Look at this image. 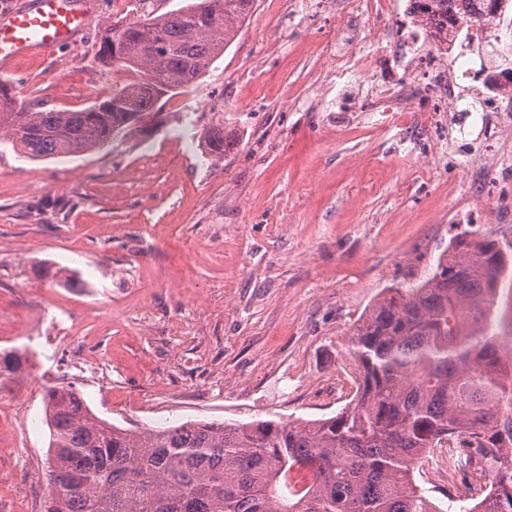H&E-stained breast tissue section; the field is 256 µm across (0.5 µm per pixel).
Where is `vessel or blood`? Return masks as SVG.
<instances>
[{
    "instance_id": "b4317fda",
    "label": "vessel or blood",
    "mask_w": 512,
    "mask_h": 512,
    "mask_svg": "<svg viewBox=\"0 0 512 512\" xmlns=\"http://www.w3.org/2000/svg\"><path fill=\"white\" fill-rule=\"evenodd\" d=\"M79 0H35L0 14V61L29 58L70 45L88 24Z\"/></svg>"
}]
</instances>
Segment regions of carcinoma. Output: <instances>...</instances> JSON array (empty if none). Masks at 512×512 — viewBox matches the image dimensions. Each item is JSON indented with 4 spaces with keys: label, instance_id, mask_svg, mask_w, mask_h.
Segmentation results:
<instances>
[{
    "label": "carcinoma",
    "instance_id": "1",
    "mask_svg": "<svg viewBox=\"0 0 512 512\" xmlns=\"http://www.w3.org/2000/svg\"><path fill=\"white\" fill-rule=\"evenodd\" d=\"M254 0H188L177 10L102 36L96 60L135 82L81 110L34 102L7 108L0 132L31 160L97 152L143 133L135 113L162 109L224 54ZM467 25L472 0H443ZM205 154L224 158V121L206 128ZM512 264L488 236L456 235L423 281L391 287L353 325V399L318 420L188 421L137 431L98 417L74 384L44 387L49 444L43 512H447L414 479L418 456L448 449L489 464L487 490L459 512H512V339L488 321ZM0 354V381L27 368ZM294 471L311 477L290 486Z\"/></svg>",
    "mask_w": 512,
    "mask_h": 512
}]
</instances>
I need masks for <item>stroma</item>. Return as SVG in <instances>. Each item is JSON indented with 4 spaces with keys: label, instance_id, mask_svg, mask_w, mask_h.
<instances>
[{
    "label": "stroma",
    "instance_id": "35a3bbf8",
    "mask_svg": "<svg viewBox=\"0 0 512 512\" xmlns=\"http://www.w3.org/2000/svg\"><path fill=\"white\" fill-rule=\"evenodd\" d=\"M137 17L126 0H94L71 45L0 73L14 110L99 102L100 38ZM336 35L293 0H256L156 133L44 161L0 142V351L35 361L0 384V512H42L44 385L74 383L99 417L139 431L327 418L354 391L350 329L384 289L421 281L462 231L512 253V205L445 163L479 125L434 129L426 164L400 144L417 113L325 112L309 77ZM204 99L224 110L218 163L199 142L214 121ZM37 265L83 285L39 280ZM85 352L94 371L74 364ZM18 468L30 492L13 488ZM415 479L443 507L466 493L445 471Z\"/></svg>",
    "mask_w": 512,
    "mask_h": 512
}]
</instances>
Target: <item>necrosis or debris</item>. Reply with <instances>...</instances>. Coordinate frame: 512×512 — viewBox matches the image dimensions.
<instances>
[{"mask_svg":"<svg viewBox=\"0 0 512 512\" xmlns=\"http://www.w3.org/2000/svg\"><path fill=\"white\" fill-rule=\"evenodd\" d=\"M319 12L338 21V32L359 24L362 44L339 40L324 51L326 63L318 86L330 88L348 79L371 85L368 103L349 99L353 111L388 112L400 102L421 112L418 126L426 133L440 116L462 126L479 114L485 137L498 144L490 152L474 148L464 159H449L463 167L481 187L512 181V8L495 6L492 22L468 27L440 15L436 0H313Z\"/></svg>","mask_w":512,"mask_h":512,"instance_id":"necrosis-or-debris-1","label":"necrosis or debris"}]
</instances>
